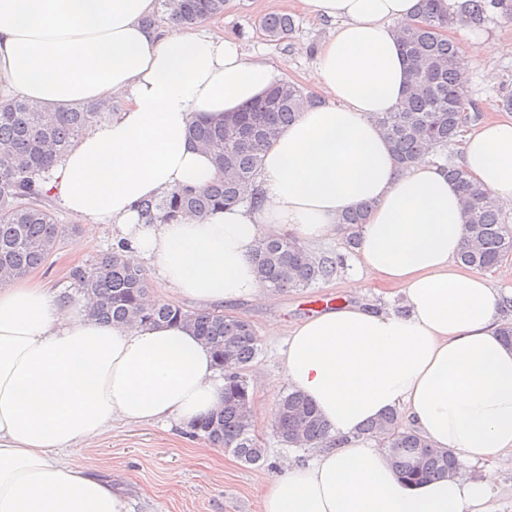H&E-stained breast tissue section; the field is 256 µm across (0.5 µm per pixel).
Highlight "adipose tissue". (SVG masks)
I'll use <instances>...</instances> for the list:
<instances>
[{"instance_id": "ef3b65f1", "label": "adipose tissue", "mask_w": 512, "mask_h": 512, "mask_svg": "<svg viewBox=\"0 0 512 512\" xmlns=\"http://www.w3.org/2000/svg\"><path fill=\"white\" fill-rule=\"evenodd\" d=\"M301 3L333 25L317 56L319 101L265 150L254 204L139 221L141 200L218 178L193 122L232 116L282 80L233 38L147 26L157 0H0V101L120 102L50 167L44 188L68 214L112 225L165 287L203 311L267 298L253 261L261 240H336L341 213L367 206L354 261L397 287L403 310L346 304L293 330L267 385L311 399L337 444L282 467L261 512H489L494 460L512 453L502 297L457 260L465 216L447 167L430 149L400 167L373 120L405 94L398 32L418 21V0ZM460 164L512 209V119L468 134ZM217 371L189 327L108 324L29 278L1 280L0 512H129L92 466L58 453L116 418L190 425L222 407ZM391 411L481 477L406 485L380 449L360 443L364 425Z\"/></svg>"}]
</instances>
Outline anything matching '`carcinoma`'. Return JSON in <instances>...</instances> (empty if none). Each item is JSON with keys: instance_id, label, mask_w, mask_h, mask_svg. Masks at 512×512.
<instances>
[{"instance_id": "carcinoma-1", "label": "carcinoma", "mask_w": 512, "mask_h": 512, "mask_svg": "<svg viewBox=\"0 0 512 512\" xmlns=\"http://www.w3.org/2000/svg\"><path fill=\"white\" fill-rule=\"evenodd\" d=\"M159 2L168 22L188 27L221 17L226 0ZM491 6L512 19V0H448L446 7L441 0H420V21L400 31L399 45L410 66L406 93L395 111L374 116L400 165L415 162L426 146L457 144L478 120V111L467 97V80L455 67V44L446 30L458 24L482 29ZM260 27L270 40L281 41L292 33L294 20L288 14H268ZM315 102L316 96L304 87L282 81L227 123L192 125L194 141L212 155L224 176L201 191L179 189L160 200L140 201L141 222H167L186 214L204 218L215 209L254 198L263 151ZM112 111V102L104 99L61 106L50 118L45 107L27 99L0 102V278L27 274L56 251L62 227L35 176L62 159L88 128ZM448 178L458 185L465 203L467 243L459 263L481 271L498 267L512 256V225L506 223L492 194L461 166L448 164ZM367 210L366 206L346 210L340 218L343 228L364 223ZM254 260L261 283L271 293L308 287L335 270L333 261L314 256L294 237L261 241ZM70 278L83 293L91 315L104 322L165 321L192 328L224 371V408L193 424L191 436L224 448L247 464L263 460L265 449L255 434L251 397L241 375L259 354V339L249 319L148 301L147 274L126 243L104 253L90 268H72ZM397 418L390 412L363 429L381 440L393 470L410 483L459 474L455 451L434 448L417 431L396 427ZM273 431L288 445L323 448L333 442L318 409L297 391L277 401Z\"/></svg>"}]
</instances>
